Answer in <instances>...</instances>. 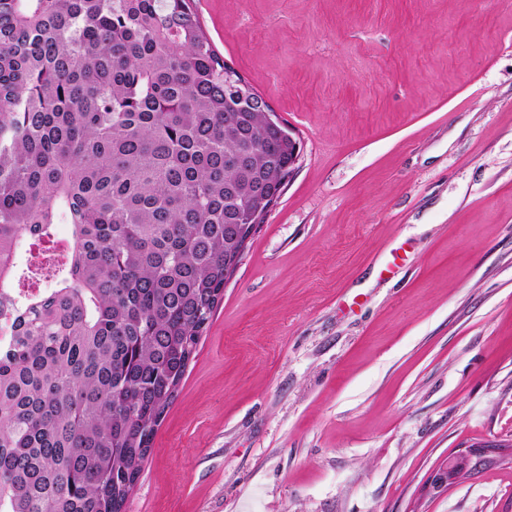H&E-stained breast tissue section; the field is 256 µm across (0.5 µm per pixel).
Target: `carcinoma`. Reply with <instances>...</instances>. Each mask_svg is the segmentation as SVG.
<instances>
[{"label": "carcinoma", "mask_w": 512, "mask_h": 512, "mask_svg": "<svg viewBox=\"0 0 512 512\" xmlns=\"http://www.w3.org/2000/svg\"><path fill=\"white\" fill-rule=\"evenodd\" d=\"M226 67L194 0H0V512H125L288 178Z\"/></svg>", "instance_id": "1"}]
</instances>
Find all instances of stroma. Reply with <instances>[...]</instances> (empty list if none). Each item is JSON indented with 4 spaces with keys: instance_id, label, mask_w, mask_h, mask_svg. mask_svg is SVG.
Masks as SVG:
<instances>
[{
    "instance_id": "stroma-1",
    "label": "stroma",
    "mask_w": 512,
    "mask_h": 512,
    "mask_svg": "<svg viewBox=\"0 0 512 512\" xmlns=\"http://www.w3.org/2000/svg\"><path fill=\"white\" fill-rule=\"evenodd\" d=\"M302 144L126 512H512V0H195ZM503 448H472L449 457L431 474L429 488L437 494H443L448 488L473 476L482 467L494 463L497 456L503 453Z\"/></svg>"
}]
</instances>
